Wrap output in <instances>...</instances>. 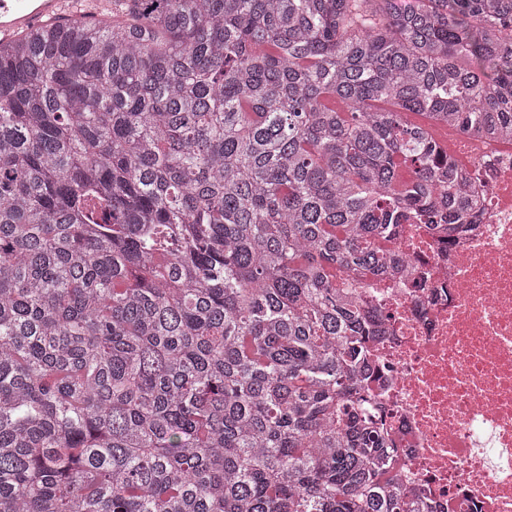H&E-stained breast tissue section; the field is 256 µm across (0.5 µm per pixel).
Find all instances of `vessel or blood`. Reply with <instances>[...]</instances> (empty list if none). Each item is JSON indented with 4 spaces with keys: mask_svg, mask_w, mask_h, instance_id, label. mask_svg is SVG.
Wrapping results in <instances>:
<instances>
[{
    "mask_svg": "<svg viewBox=\"0 0 512 512\" xmlns=\"http://www.w3.org/2000/svg\"><path fill=\"white\" fill-rule=\"evenodd\" d=\"M91 15V10H80L75 0H0V39L65 17L81 20Z\"/></svg>",
    "mask_w": 512,
    "mask_h": 512,
    "instance_id": "1",
    "label": "vessel or blood"
}]
</instances>
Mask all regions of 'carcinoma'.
<instances>
[{"label":"carcinoma","mask_w":512,"mask_h":512,"mask_svg":"<svg viewBox=\"0 0 512 512\" xmlns=\"http://www.w3.org/2000/svg\"><path fill=\"white\" fill-rule=\"evenodd\" d=\"M111 5L0 42V512H421L351 291L512 144V0Z\"/></svg>","instance_id":"carcinoma-1"}]
</instances>
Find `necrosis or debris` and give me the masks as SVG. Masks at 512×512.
<instances>
[{
  "mask_svg": "<svg viewBox=\"0 0 512 512\" xmlns=\"http://www.w3.org/2000/svg\"><path fill=\"white\" fill-rule=\"evenodd\" d=\"M464 144L480 169L473 225L451 240L407 225L399 251L418 279L359 294L387 319L375 400L408 490L442 512H512V148Z\"/></svg>",
  "mask_w": 512,
  "mask_h": 512,
  "instance_id": "4bbe7bcc",
  "label": "necrosis or debris"
}]
</instances>
